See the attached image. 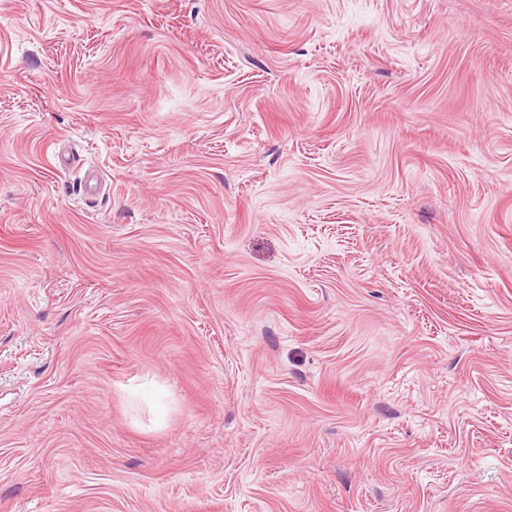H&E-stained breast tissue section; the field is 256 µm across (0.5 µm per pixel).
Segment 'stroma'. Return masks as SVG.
I'll return each mask as SVG.
<instances>
[{
  "instance_id": "1",
  "label": "stroma",
  "mask_w": 512,
  "mask_h": 512,
  "mask_svg": "<svg viewBox=\"0 0 512 512\" xmlns=\"http://www.w3.org/2000/svg\"><path fill=\"white\" fill-rule=\"evenodd\" d=\"M0 512H512V0H0Z\"/></svg>"
}]
</instances>
